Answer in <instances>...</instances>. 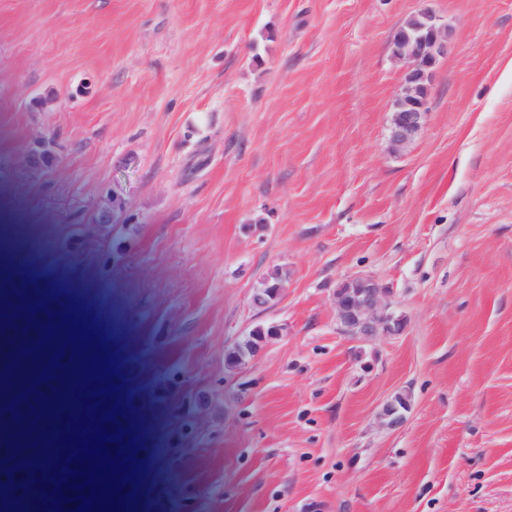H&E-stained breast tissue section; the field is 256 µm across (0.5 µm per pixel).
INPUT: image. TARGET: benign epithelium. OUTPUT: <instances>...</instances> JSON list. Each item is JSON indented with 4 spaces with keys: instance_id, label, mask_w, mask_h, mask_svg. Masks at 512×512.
Listing matches in <instances>:
<instances>
[{
    "instance_id": "1",
    "label": "benign epithelium",
    "mask_w": 512,
    "mask_h": 512,
    "mask_svg": "<svg viewBox=\"0 0 512 512\" xmlns=\"http://www.w3.org/2000/svg\"><path fill=\"white\" fill-rule=\"evenodd\" d=\"M421 23L397 43L394 57L404 64L403 81L393 103L389 142L393 151L404 149L419 132L428 112V88L438 59L448 51L447 26L431 11L418 12ZM336 289V322L341 330L360 340L381 333L398 335L404 321L387 310L389 291L367 275L345 281ZM382 416L390 426L404 421L403 408L396 402L385 404Z\"/></svg>"
}]
</instances>
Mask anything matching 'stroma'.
Here are the masks:
<instances>
[{
  "mask_svg": "<svg viewBox=\"0 0 512 512\" xmlns=\"http://www.w3.org/2000/svg\"><path fill=\"white\" fill-rule=\"evenodd\" d=\"M424 8L450 51L395 153ZM3 220L113 330L127 512H512V0H0ZM356 275L400 335L340 331Z\"/></svg>",
  "mask_w": 512,
  "mask_h": 512,
  "instance_id": "obj_1",
  "label": "stroma"
}]
</instances>
